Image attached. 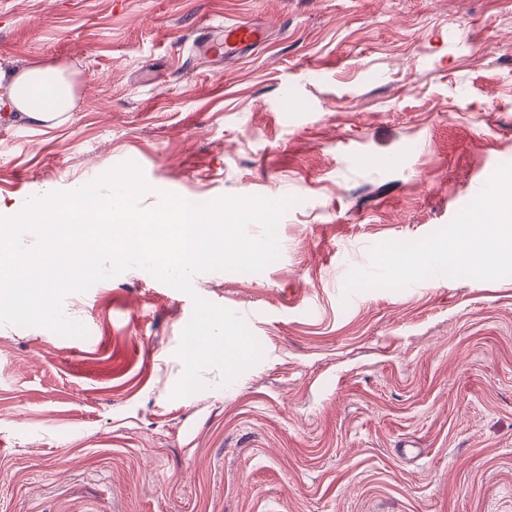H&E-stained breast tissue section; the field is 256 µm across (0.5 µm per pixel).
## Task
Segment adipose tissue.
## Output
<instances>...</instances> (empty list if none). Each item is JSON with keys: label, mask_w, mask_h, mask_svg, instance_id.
Segmentation results:
<instances>
[{"label": "adipose tissue", "mask_w": 512, "mask_h": 512, "mask_svg": "<svg viewBox=\"0 0 512 512\" xmlns=\"http://www.w3.org/2000/svg\"><path fill=\"white\" fill-rule=\"evenodd\" d=\"M9 103L19 119L53 127L75 107V85L65 69L37 64L10 74Z\"/></svg>", "instance_id": "adipose-tissue-1"}]
</instances>
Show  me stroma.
<instances>
[{"label":"stroma","instance_id":"obj_1","mask_svg":"<svg viewBox=\"0 0 512 512\" xmlns=\"http://www.w3.org/2000/svg\"><path fill=\"white\" fill-rule=\"evenodd\" d=\"M268 40L228 59L209 27ZM67 66L60 127L9 113L0 205L127 162L183 198H295L280 257L209 272L263 359L177 397L186 294L72 293L84 339L0 325V512H512V277L345 295L512 164V0H0V71Z\"/></svg>","mask_w":512,"mask_h":512}]
</instances>
